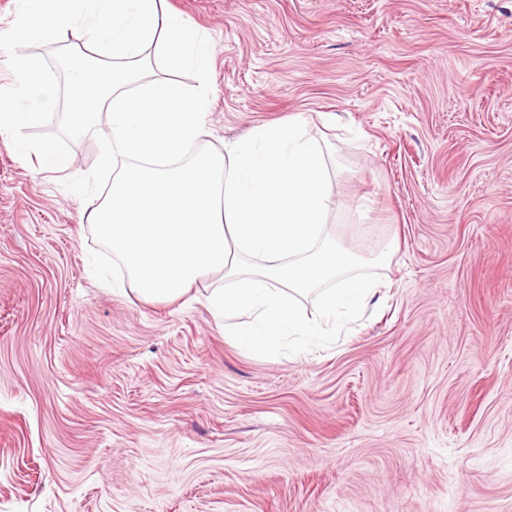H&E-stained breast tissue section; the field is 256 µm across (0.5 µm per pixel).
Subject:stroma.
Masks as SVG:
<instances>
[{"label":"stroma","mask_w":512,"mask_h":512,"mask_svg":"<svg viewBox=\"0 0 512 512\" xmlns=\"http://www.w3.org/2000/svg\"><path fill=\"white\" fill-rule=\"evenodd\" d=\"M215 45L204 145L293 114L328 231L393 256L325 348L100 283L86 204L0 140V512H512V0H165Z\"/></svg>","instance_id":"1"}]
</instances>
